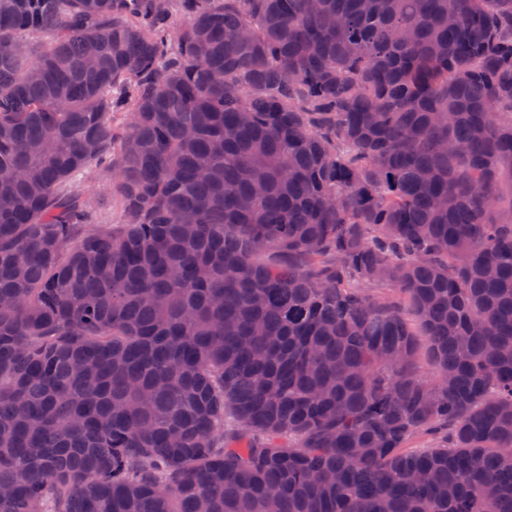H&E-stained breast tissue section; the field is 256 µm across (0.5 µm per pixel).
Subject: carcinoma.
I'll return each mask as SVG.
<instances>
[{"label": "carcinoma", "mask_w": 512, "mask_h": 512, "mask_svg": "<svg viewBox=\"0 0 512 512\" xmlns=\"http://www.w3.org/2000/svg\"><path fill=\"white\" fill-rule=\"evenodd\" d=\"M0 512H512V0H0ZM77 186L89 190L91 197L98 200L95 222L102 224H117L119 221V203L112 196V171L94 170L85 174Z\"/></svg>", "instance_id": "carcinoma-1"}]
</instances>
